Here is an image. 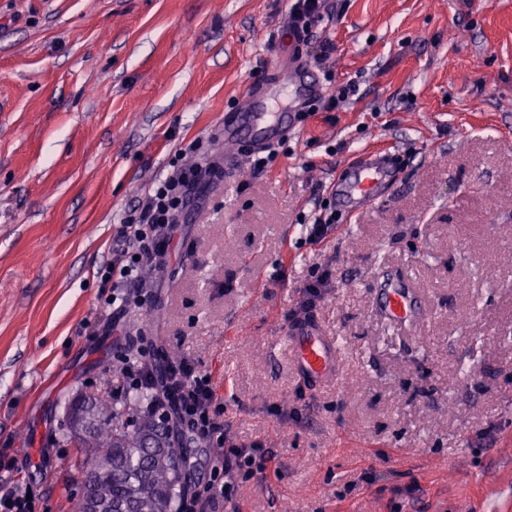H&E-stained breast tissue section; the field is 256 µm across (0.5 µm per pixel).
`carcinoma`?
I'll use <instances>...</instances> for the list:
<instances>
[{"instance_id":"cac0c4a2","label":"carcinoma","mask_w":512,"mask_h":512,"mask_svg":"<svg viewBox=\"0 0 512 512\" xmlns=\"http://www.w3.org/2000/svg\"><path fill=\"white\" fill-rule=\"evenodd\" d=\"M153 396L150 389L133 392L125 406L135 415L124 422L110 405L60 399L63 434L82 448L75 466L90 477L103 512H179L181 449L172 446L153 418L138 414Z\"/></svg>"}]
</instances>
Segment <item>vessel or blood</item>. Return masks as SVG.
Returning a JSON list of instances; mask_svg holds the SVG:
<instances>
[{"label": "vessel or blood", "mask_w": 512, "mask_h": 512, "mask_svg": "<svg viewBox=\"0 0 512 512\" xmlns=\"http://www.w3.org/2000/svg\"><path fill=\"white\" fill-rule=\"evenodd\" d=\"M318 86L304 65L263 83L260 91L250 96L247 110L236 112L224 120V140L231 143L249 135L255 144L275 142L295 125V108L305 98L316 95ZM396 182V168L390 156L370 153L353 162L345 177L333 187L346 217L372 205L385 188ZM380 302L388 320L396 325L411 322L414 302L404 287L382 289ZM275 345L285 351L303 380L321 385L338 380L341 374V345L338 337L326 334L311 317L290 323Z\"/></svg>", "instance_id": "1"}]
</instances>
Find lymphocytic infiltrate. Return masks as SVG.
Masks as SVG:
<instances>
[{
    "mask_svg": "<svg viewBox=\"0 0 512 512\" xmlns=\"http://www.w3.org/2000/svg\"><path fill=\"white\" fill-rule=\"evenodd\" d=\"M214 172L210 164L188 168L175 165L172 174L159 180L123 218L112 257L97 272L102 287L108 290L105 301L112 307L113 321H120L127 307L138 302L144 270L166 264L180 229L181 214L191 204L196 187ZM115 357L126 387L154 391L145 413L161 425L176 447L202 441L218 456L208 478L183 493L180 512H215L217 497L231 499L239 483L273 461L274 455L265 443L241 444L229 434L211 375L183 359L158 362L139 336L119 348Z\"/></svg>",
    "mask_w": 512,
    "mask_h": 512,
    "instance_id": "f902f5d3",
    "label": "lymphocytic infiltrate"
}]
</instances>
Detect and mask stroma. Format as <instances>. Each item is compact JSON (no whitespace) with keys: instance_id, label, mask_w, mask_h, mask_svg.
Segmentation results:
<instances>
[{"instance_id":"1","label":"stroma","mask_w":512,"mask_h":512,"mask_svg":"<svg viewBox=\"0 0 512 512\" xmlns=\"http://www.w3.org/2000/svg\"><path fill=\"white\" fill-rule=\"evenodd\" d=\"M290 0H0V491L72 512L80 450L60 396L121 406L113 356L145 330L211 374L241 443L275 463L235 512H512V0H328L304 57L357 91L196 192L122 330L97 269L125 213L189 142L223 162L224 116L287 63ZM399 183L319 243L306 227L357 156ZM343 373L315 389L272 339L313 268ZM415 291L396 328L379 290ZM469 373H461V366Z\"/></svg>"}]
</instances>
